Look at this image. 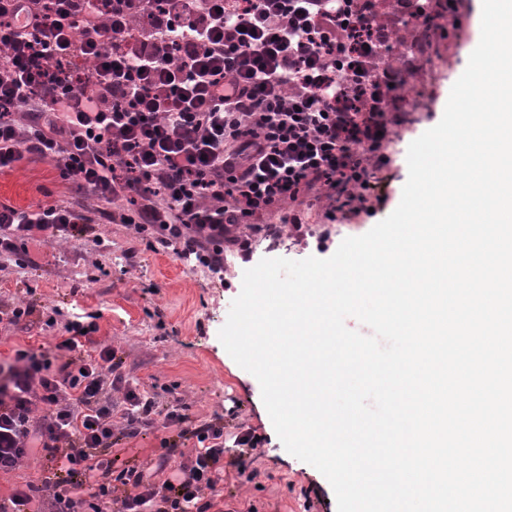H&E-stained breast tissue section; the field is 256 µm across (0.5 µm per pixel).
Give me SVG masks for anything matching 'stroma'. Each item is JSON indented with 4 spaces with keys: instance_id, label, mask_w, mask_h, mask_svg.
Listing matches in <instances>:
<instances>
[{
    "instance_id": "35a3bbf8",
    "label": "stroma",
    "mask_w": 512,
    "mask_h": 512,
    "mask_svg": "<svg viewBox=\"0 0 512 512\" xmlns=\"http://www.w3.org/2000/svg\"><path fill=\"white\" fill-rule=\"evenodd\" d=\"M464 27L452 44H438L419 57V72L406 97L407 121L390 145L391 163L376 170L368 189L372 212L323 226L325 201L305 207L301 230L280 222L278 239H256L253 259L330 257L343 239L360 236L398 206L408 179L409 144L442 118L450 90L465 70L481 33V0H458ZM101 245L71 237L37 239L27 245L32 263L0 269V308L33 303L20 326L0 331V361L16 349H49L55 329L45 322L53 309L71 303L101 311L99 339L112 343L132 384L147 389L176 386L193 418L224 424V512H337L334 491L313 466L289 454L275 433L258 380L227 353L218 333L249 267L232 246L224 248V275L193 267L172 252L146 249L122 224L96 227ZM78 295H71V288ZM258 437L256 447L240 445L243 433ZM163 450L153 432L122 440L112 448L116 467L147 464L155 481L174 478V464H162Z\"/></svg>"
}]
</instances>
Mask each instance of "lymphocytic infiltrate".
<instances>
[{
	"label": "lymphocytic infiltrate",
	"mask_w": 512,
	"mask_h": 512,
	"mask_svg": "<svg viewBox=\"0 0 512 512\" xmlns=\"http://www.w3.org/2000/svg\"><path fill=\"white\" fill-rule=\"evenodd\" d=\"M420 14L416 0L381 15L375 0H0V169L51 159L108 223L223 274L229 225L270 237L301 228L315 191L330 200L325 223L369 211L417 71L384 48ZM78 56L96 60L79 77ZM278 208L279 224H263ZM93 232L63 204L7 207L0 259L40 235ZM101 317L76 308L51 349L0 362V473L36 449L55 464L0 512L35 501L42 512H211L223 425L196 423L174 388L133 386L96 338ZM148 430L179 458L177 484L114 468V441Z\"/></svg>",
	"instance_id": "lymphocytic-infiltrate-1"
}]
</instances>
